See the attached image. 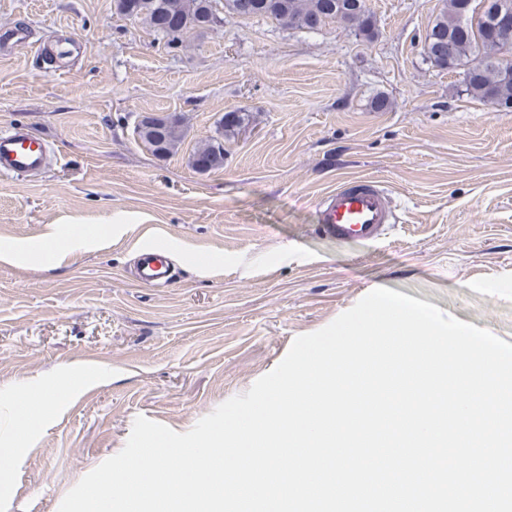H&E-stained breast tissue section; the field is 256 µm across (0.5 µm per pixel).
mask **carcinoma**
Returning <instances> with one entry per match:
<instances>
[{"mask_svg": "<svg viewBox=\"0 0 512 512\" xmlns=\"http://www.w3.org/2000/svg\"><path fill=\"white\" fill-rule=\"evenodd\" d=\"M210 0H114L115 12L147 24L171 49L183 46L187 34L198 30ZM252 17L272 18L284 25L306 28L312 20L355 25L366 37L374 35L373 15L366 0H251ZM469 0H445L424 42V53L441 69L471 64L464 72L466 91L473 97L512 108V75L500 66V39L486 32L487 18H474ZM243 110L224 113L221 132H235L247 125ZM186 118L181 113L143 117L136 126L139 138L158 157L172 154L185 135ZM192 167L207 172L224 166V143L213 138L193 154Z\"/></svg>", "mask_w": 512, "mask_h": 512, "instance_id": "1", "label": "carcinoma"}]
</instances>
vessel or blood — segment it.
Instances as JSON below:
<instances>
[{"instance_id":"1","label":"vessel or blood","mask_w":512,"mask_h":512,"mask_svg":"<svg viewBox=\"0 0 512 512\" xmlns=\"http://www.w3.org/2000/svg\"><path fill=\"white\" fill-rule=\"evenodd\" d=\"M47 144L22 127L0 134V173L35 174L45 169ZM399 222L397 207L384 183L374 177L340 181L325 192L317 209V231L339 242L375 243L389 237ZM138 279L147 285H168L167 251L156 245L142 246Z\"/></svg>"}]
</instances>
